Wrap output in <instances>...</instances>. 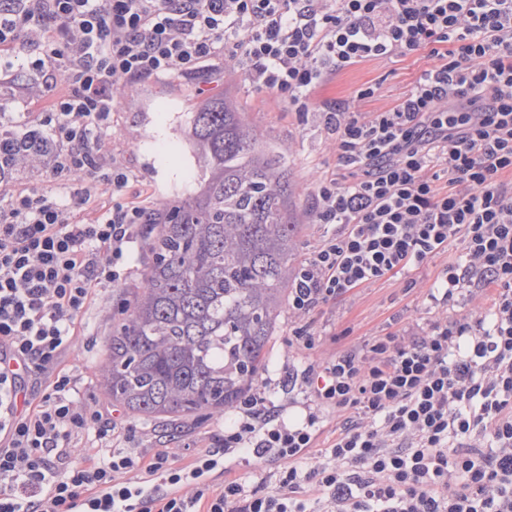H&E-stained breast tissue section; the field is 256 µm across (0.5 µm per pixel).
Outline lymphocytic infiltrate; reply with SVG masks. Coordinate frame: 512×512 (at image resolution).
I'll return each mask as SVG.
<instances>
[{"label":"lymphocytic infiltrate","instance_id":"1","mask_svg":"<svg viewBox=\"0 0 512 512\" xmlns=\"http://www.w3.org/2000/svg\"><path fill=\"white\" fill-rule=\"evenodd\" d=\"M26 66L57 88L44 110H0V512H512V0H8L0 86ZM428 50L394 107L322 103L351 179L315 176L313 223L333 231L288 287L309 313L352 288L419 269L452 242L460 261L428 296L439 314L289 379L302 414L272 411L264 378L224 445L276 462L264 492L200 483L208 453L174 466L131 447L117 408L87 405L64 361L102 283L125 285L139 226L162 205L103 147L120 90L227 64L297 112L346 66ZM30 166L17 168V157ZM494 286L477 314L456 297ZM345 417L326 460L301 464L325 413ZM166 471L178 493L137 500Z\"/></svg>","mask_w":512,"mask_h":512}]
</instances>
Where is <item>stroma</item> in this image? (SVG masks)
Returning a JSON list of instances; mask_svg holds the SVG:
<instances>
[{"label": "stroma", "instance_id": "stroma-1", "mask_svg": "<svg viewBox=\"0 0 512 512\" xmlns=\"http://www.w3.org/2000/svg\"><path fill=\"white\" fill-rule=\"evenodd\" d=\"M433 65L427 51L404 57L371 58L337 72L316 92L315 101L355 103L361 112H382L396 105L411 84ZM375 87L373 97L357 99L358 90ZM222 98L247 112L265 131L271 155L286 157L289 178L295 192L294 220L300 224L299 259L310 257L322 244L327 229L310 223L315 206L311 181L314 172L345 181L349 171L321 129L316 113L299 114L267 91H257L241 73L226 72L223 82L206 97H197L176 76L153 79L125 90L114 112V123L122 137L106 140L109 152L136 176L133 190H144L169 203H177L200 187L199 163L189 143L188 120L205 100ZM461 246L429 259L419 270L386 276L377 283L352 289L346 295L322 304L303 319L282 313L269 343L276 377L302 363L322 358L356 343L412 327H423L433 317L427 295L444 269L455 263ZM86 344L72 353L68 363L84 388L86 397L104 399L98 364L112 321L102 308H94ZM314 336L315 346L307 350L293 346L296 332ZM225 423L216 417L199 416L177 422L154 423L152 430H135L134 441L173 457L185 465L202 449L212 446L224 434Z\"/></svg>", "mask_w": 512, "mask_h": 512}]
</instances>
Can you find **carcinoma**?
I'll use <instances>...</instances> for the list:
<instances>
[{"label":"carcinoma","instance_id":"carcinoma-1","mask_svg":"<svg viewBox=\"0 0 512 512\" xmlns=\"http://www.w3.org/2000/svg\"><path fill=\"white\" fill-rule=\"evenodd\" d=\"M190 128L201 188L153 226L99 364L108 398L146 423L240 406L271 367L296 253L288 165L248 114L215 101Z\"/></svg>","mask_w":512,"mask_h":512}]
</instances>
